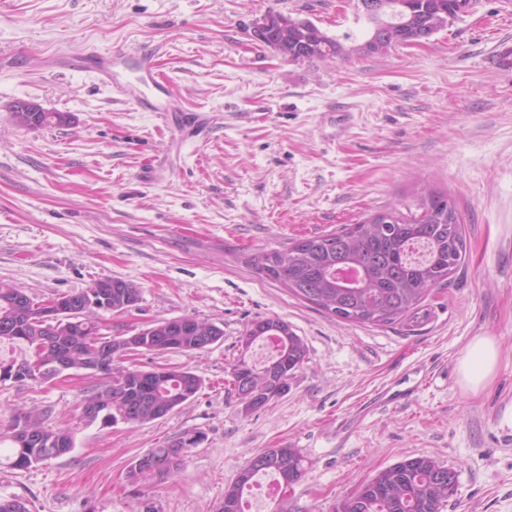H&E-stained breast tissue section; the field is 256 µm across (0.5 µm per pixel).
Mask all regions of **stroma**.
<instances>
[{"label":"stroma","mask_w":512,"mask_h":512,"mask_svg":"<svg viewBox=\"0 0 512 512\" xmlns=\"http://www.w3.org/2000/svg\"><path fill=\"white\" fill-rule=\"evenodd\" d=\"M277 11L339 39L346 55L294 62L255 34ZM360 0H0V283L45 301L121 279L127 310L96 311L106 335L193 318L222 341L189 353H131L144 370L188 369L202 388L140 425L87 424L79 404L105 376L0 384V422L47 410L73 450L26 469L0 466V497L29 512H216L248 460L288 446L306 474L288 512H332L376 470L428 455L453 467L444 512H512V0H473L419 45L356 52ZM125 49L111 82L56 64L64 53ZM135 49L153 53L167 94L148 112ZM68 117L24 127L19 101ZM431 190L462 216L465 259L416 314L385 327L339 320L268 279L254 256L335 232L364 214L406 210ZM281 319L306 358L288 392L244 413L230 384L255 320ZM495 337L493 378L462 390L457 364ZM407 401L385 398L389 388ZM201 432L183 468L134 490L130 464L184 431Z\"/></svg>","instance_id":"stroma-1"}]
</instances>
